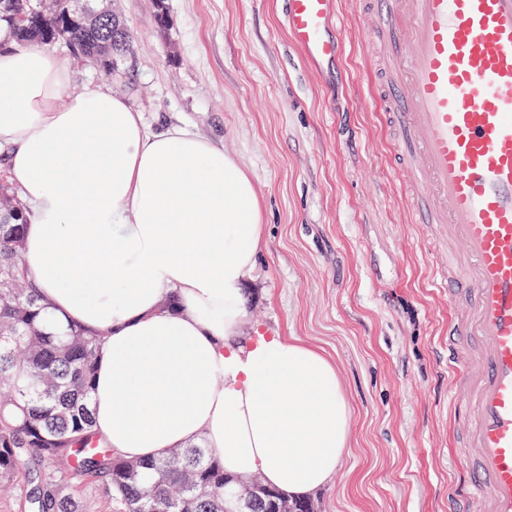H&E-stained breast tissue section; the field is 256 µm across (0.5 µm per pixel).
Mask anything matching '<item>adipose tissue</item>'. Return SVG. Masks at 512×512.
Here are the masks:
<instances>
[{
    "label": "adipose tissue",
    "instance_id": "ef3b65f1",
    "mask_svg": "<svg viewBox=\"0 0 512 512\" xmlns=\"http://www.w3.org/2000/svg\"><path fill=\"white\" fill-rule=\"evenodd\" d=\"M67 59L0 29V149L32 212L23 268L57 330L101 336L94 428L121 457L204 444L227 473L293 497L323 486L349 444L335 365L296 339L243 337L264 245L243 167L189 130L148 132Z\"/></svg>",
    "mask_w": 512,
    "mask_h": 512
}]
</instances>
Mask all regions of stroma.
Listing matches in <instances>:
<instances>
[{"label": "stroma", "mask_w": 512, "mask_h": 512, "mask_svg": "<svg viewBox=\"0 0 512 512\" xmlns=\"http://www.w3.org/2000/svg\"><path fill=\"white\" fill-rule=\"evenodd\" d=\"M113 0L135 40L112 74L71 62L66 93L112 89L148 130L182 127L222 148L261 199L265 245L248 280L243 335L293 337L336 367L349 446L311 493L317 512H453L470 480L449 406L448 267L441 229L409 220L402 177L367 78L365 14L339 0L344 79L289 40L287 0Z\"/></svg>", "instance_id": "stroma-1"}]
</instances>
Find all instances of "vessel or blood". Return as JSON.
<instances>
[{"label":"vessel or blood","mask_w":512,"mask_h":512,"mask_svg":"<svg viewBox=\"0 0 512 512\" xmlns=\"http://www.w3.org/2000/svg\"><path fill=\"white\" fill-rule=\"evenodd\" d=\"M375 15L372 97L416 224L446 227L461 255L435 286L464 289L448 364L469 392L453 404L474 512H512V0H355ZM338 0H288L286 28L315 69L344 52Z\"/></svg>","instance_id":"1"}]
</instances>
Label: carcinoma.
Segmentation results:
<instances>
[{
	"label": "carcinoma",
	"instance_id": "cac0c4a2",
	"mask_svg": "<svg viewBox=\"0 0 512 512\" xmlns=\"http://www.w3.org/2000/svg\"><path fill=\"white\" fill-rule=\"evenodd\" d=\"M0 0V25L20 42L70 47L113 69L130 49L133 34L119 20L95 28L77 24L65 0ZM0 209L13 223L0 224V493L17 500L18 512H80L71 492L77 477H89L107 499L109 512H224V490L256 495L296 509L311 502L267 486L233 478L208 449L174 448L167 456L127 460L100 445L93 429L91 395L100 336L80 327L49 328L22 271L24 225L29 215L7 186Z\"/></svg>",
	"mask_w": 512,
	"mask_h": 512
}]
</instances>
